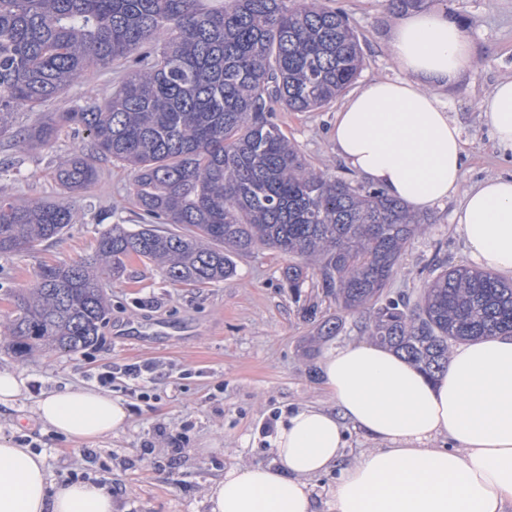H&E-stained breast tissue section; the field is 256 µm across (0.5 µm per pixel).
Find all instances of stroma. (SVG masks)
<instances>
[{
    "label": "stroma",
    "mask_w": 512,
    "mask_h": 512,
    "mask_svg": "<svg viewBox=\"0 0 512 512\" xmlns=\"http://www.w3.org/2000/svg\"><path fill=\"white\" fill-rule=\"evenodd\" d=\"M344 10L361 45L364 65L356 80L396 75L386 52L397 19L386 0H325ZM423 10L448 14L472 50V64L441 95L464 140L463 186L512 175V152L499 147L482 105L494 85L512 78V0H424ZM123 76L122 63L97 70L47 103L65 112L76 101H107ZM337 98L315 112H277L288 138L318 169L362 183L337 155L332 141ZM82 130L67 128L49 148L31 149L19 138L0 137V196L18 202L66 198L76 222L59 238L29 253L0 255V319L11 292L30 287L39 267L69 263L91 254L112 225L136 228L129 194L131 174L111 159L98 162L91 189L62 193L57 168L74 150L89 148ZM453 195L428 211L431 224L405 246L390 282L393 293L415 296L431 279L434 256L448 266L469 265L454 220ZM288 256L266 247L237 258L223 282L200 288L171 284L152 262L130 259L124 277L107 281L109 321L98 342L76 351L18 355L0 344V370L20 371L27 391L15 407L0 408V436L45 455L51 482L81 478L111 492L119 512H204L203 492L233 466L269 465L271 425L306 404L326 405L319 361L332 348L366 340L364 314L339 308L326 296L318 270L300 292L282 271ZM315 307L316 318L305 310ZM339 315L338 335L317 333L319 319ZM141 369L133 377L132 369ZM67 386L100 387L130 412L127 426L90 442L66 441L38 423L31 412L43 394Z\"/></svg>",
    "instance_id": "1"
}]
</instances>
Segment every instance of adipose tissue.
<instances>
[{
	"label": "adipose tissue",
	"mask_w": 512,
	"mask_h": 512,
	"mask_svg": "<svg viewBox=\"0 0 512 512\" xmlns=\"http://www.w3.org/2000/svg\"><path fill=\"white\" fill-rule=\"evenodd\" d=\"M387 51L398 74L367 82L337 112V154L415 209L460 194L455 221L470 260L512 276V178L463 187L461 129L436 93L470 66L468 42L446 15L412 12L392 26ZM484 111L512 149V79ZM320 371L331 406H302L279 422L275 463L226 469L206 489V512H319L313 480L333 470L328 512H512V336L458 345L433 380L365 341L326 351ZM33 416L90 441L121 430L129 413L109 392L69 387L44 395ZM350 428L376 446L345 465ZM0 512L116 510L104 487L49 482L41 454L0 439Z\"/></svg>",
	"instance_id": "adipose-tissue-1"
}]
</instances>
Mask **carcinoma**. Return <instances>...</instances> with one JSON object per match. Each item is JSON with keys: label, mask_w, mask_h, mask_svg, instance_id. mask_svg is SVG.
<instances>
[{"label": "carcinoma", "mask_w": 512, "mask_h": 512, "mask_svg": "<svg viewBox=\"0 0 512 512\" xmlns=\"http://www.w3.org/2000/svg\"><path fill=\"white\" fill-rule=\"evenodd\" d=\"M128 63L103 105L90 99L45 112L17 135L46 147L68 125L92 149L61 168L67 192L99 179L102 154L132 173L141 224L101 234L95 254L43 265L13 295L0 335L20 352L93 345L108 315L102 281L131 257L156 262L173 284L200 287L235 272L258 246L296 258L283 271L303 287V260H320L321 288L367 314L381 345L443 371L451 344L512 334V282L491 271L435 264L415 300L389 284L425 215L376 187L317 170L274 121L275 112L330 105L363 56L348 16L321 0H0V135L14 110L38 112L88 70ZM75 223L64 201L0 196V254L33 250ZM159 224H172L162 231Z\"/></svg>", "instance_id": "obj_1"}]
</instances>
